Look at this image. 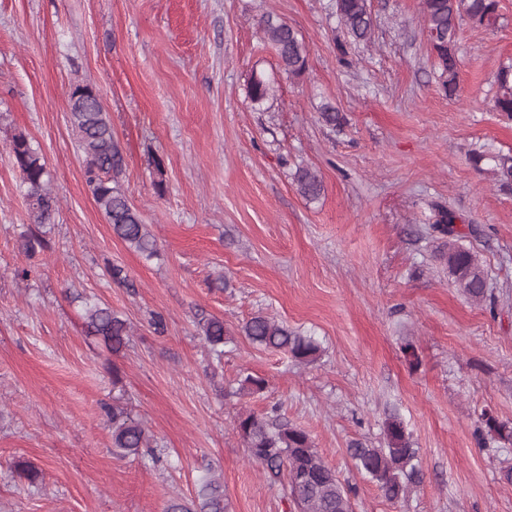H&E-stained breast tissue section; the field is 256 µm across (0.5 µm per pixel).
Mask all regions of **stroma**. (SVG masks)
I'll return each instance as SVG.
<instances>
[{"mask_svg": "<svg viewBox=\"0 0 512 512\" xmlns=\"http://www.w3.org/2000/svg\"><path fill=\"white\" fill-rule=\"evenodd\" d=\"M328 2L0 0V512H166L209 469L227 512H293L247 457L234 428L245 412L305 429L353 488L355 512H512L501 475L512 445L476 437L482 409L512 424V187L491 161L512 154V119L494 107L512 66V0L492 26L460 22L452 98L421 0H371L367 44ZM266 14L303 37L301 76L283 74L263 42ZM256 75L273 85L259 105ZM82 81L123 149L122 186L157 241L152 259L113 234L85 183L67 122ZM324 102L342 130L319 122ZM19 133L58 201L32 256L20 248L31 224L11 157ZM302 165L323 179L316 202L296 190ZM442 209L479 253L494 304L449 277ZM87 299L130 323L121 353L87 335ZM259 313L315 336L320 358L297 364L251 344L242 327ZM204 316L224 321L223 358L200 335ZM248 375L263 392H239ZM116 405L151 451L114 453ZM393 412L423 476L396 504L347 455L353 440L381 445ZM19 457L42 485L10 470Z\"/></svg>", "mask_w": 512, "mask_h": 512, "instance_id": "obj_1", "label": "stroma"}]
</instances>
